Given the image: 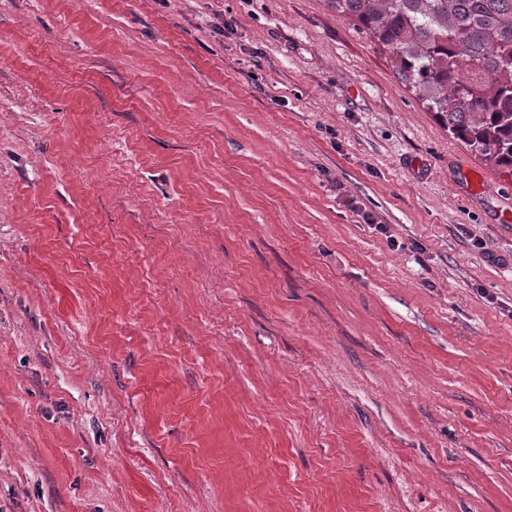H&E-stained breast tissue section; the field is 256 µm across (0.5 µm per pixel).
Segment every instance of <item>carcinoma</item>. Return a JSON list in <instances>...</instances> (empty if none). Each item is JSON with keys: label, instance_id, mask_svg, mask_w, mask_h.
I'll list each match as a JSON object with an SVG mask.
<instances>
[{"label": "carcinoma", "instance_id": "cac0c4a2", "mask_svg": "<svg viewBox=\"0 0 512 512\" xmlns=\"http://www.w3.org/2000/svg\"><path fill=\"white\" fill-rule=\"evenodd\" d=\"M448 135L512 175V0H328Z\"/></svg>", "mask_w": 512, "mask_h": 512}]
</instances>
